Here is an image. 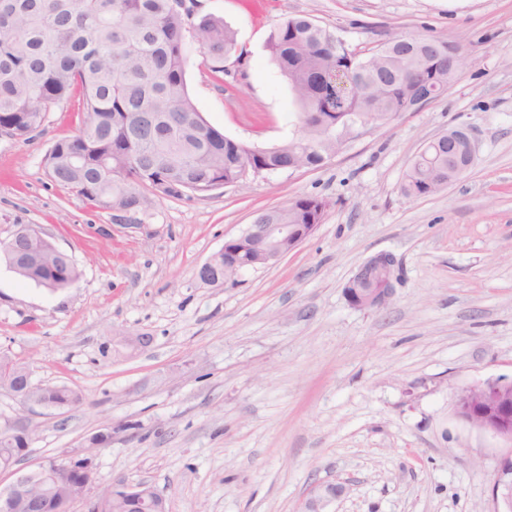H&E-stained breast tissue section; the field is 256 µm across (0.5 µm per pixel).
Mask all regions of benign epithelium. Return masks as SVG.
I'll use <instances>...</instances> for the list:
<instances>
[{"mask_svg": "<svg viewBox=\"0 0 512 512\" xmlns=\"http://www.w3.org/2000/svg\"><path fill=\"white\" fill-rule=\"evenodd\" d=\"M448 150L454 154L464 151L468 163L462 170H468L476 159V149L471 139L461 147L453 137H448ZM311 235L301 224H251L240 235L225 240L224 245H236L241 253H256L267 266L279 261L286 252L279 245L280 240L292 239L299 246ZM367 265L375 268L383 277L380 288H347L348 303L357 309L378 310L386 305L393 295L396 260L393 254L382 252L371 257ZM242 266L230 258L227 249L215 253L197 270V279L204 285L221 286L235 280ZM36 387L26 367L10 364L0 379V389L6 388L29 406H42L44 401L33 395ZM457 415L493 437L512 445V380L500 376L484 383L461 387L456 391ZM82 480L73 485L70 495L54 500V512H70L72 504L87 498L93 483L91 461L80 468ZM31 470L15 468L10 471L11 483L0 489V512H46L49 502L26 497L30 486ZM345 492L341 484H319L315 486L302 504L301 512H330V506ZM108 493L114 500L134 499L152 509L167 507L164 496L153 488L137 486L113 487ZM496 512H512V451L503 456L498 464L492 487Z\"/></svg>", "mask_w": 512, "mask_h": 512, "instance_id": "1", "label": "benign epithelium"}]
</instances>
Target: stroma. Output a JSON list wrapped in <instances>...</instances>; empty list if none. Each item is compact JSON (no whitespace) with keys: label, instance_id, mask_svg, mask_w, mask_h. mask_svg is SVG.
I'll return each instance as SVG.
<instances>
[{"label":"stroma","instance_id":"obj_1","mask_svg":"<svg viewBox=\"0 0 512 512\" xmlns=\"http://www.w3.org/2000/svg\"><path fill=\"white\" fill-rule=\"evenodd\" d=\"M223 18L242 58L216 80L189 41L186 91L201 117L250 147L298 128L267 39L305 14L358 56L396 35L459 43L447 92L348 139L316 169L248 175L206 195H149L135 227L49 175L53 141L79 129L72 101L25 141L0 136V241L40 228L82 272L52 293L0 260V353L33 383L80 401L28 409L0 391V428L24 422L30 466L91 459L92 492L151 485L169 512H298L341 483L333 512H493L508 447L460 419L454 391L512 375V0H192ZM454 128L476 161L432 195L402 191L424 143ZM329 204L313 234L236 284L196 271L257 211ZM380 252L397 261L386 307L344 287ZM150 336L130 349L123 336ZM108 434L95 443V435ZM345 492L342 484H319L315 486L302 504L301 512H332L330 506Z\"/></svg>","mask_w":512,"mask_h":512}]
</instances>
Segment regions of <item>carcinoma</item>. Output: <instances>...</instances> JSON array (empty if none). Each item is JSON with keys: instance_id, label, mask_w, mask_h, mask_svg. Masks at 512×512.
Wrapping results in <instances>:
<instances>
[{"instance_id": "obj_1", "label": "carcinoma", "mask_w": 512, "mask_h": 512, "mask_svg": "<svg viewBox=\"0 0 512 512\" xmlns=\"http://www.w3.org/2000/svg\"><path fill=\"white\" fill-rule=\"evenodd\" d=\"M190 14L178 0H0V125L25 137L43 126L60 101L78 97L86 120L72 136L55 140L47 156L51 177L103 210L107 196L126 207L147 203L139 187L165 196L194 192L223 180H242L245 167L268 173L290 166L314 169L336 150L330 137L349 139L358 125L386 123L417 109L422 93L436 99L455 78L460 46L433 37L396 36L371 55L349 52L333 30L306 15L289 16L271 31L267 47L287 77L305 135L283 149L254 152L207 124L185 89ZM193 37L211 71L238 51L224 20L202 16ZM342 74L346 92L332 76ZM448 184V150L429 143L403 182L409 197ZM328 203L298 197L256 214L255 224H320ZM48 272L24 279L52 292L73 287L81 271L42 243ZM44 400L57 409L79 402L66 387L50 386ZM22 439L0 429V467L19 457ZM36 494L54 499L66 490L35 479Z\"/></svg>"}]
</instances>
